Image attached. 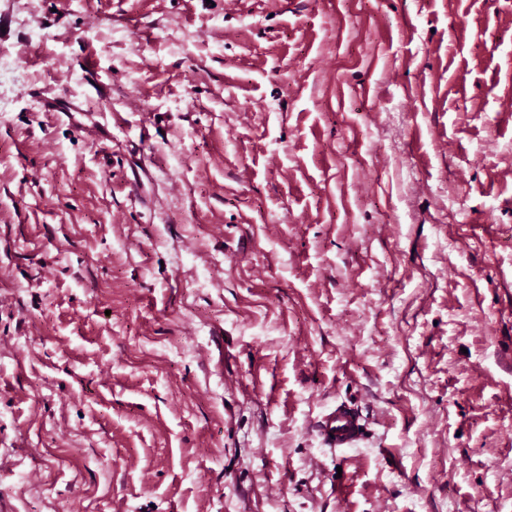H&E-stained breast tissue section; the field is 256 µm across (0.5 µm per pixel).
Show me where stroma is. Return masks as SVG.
<instances>
[{"label": "stroma", "instance_id": "obj_1", "mask_svg": "<svg viewBox=\"0 0 512 512\" xmlns=\"http://www.w3.org/2000/svg\"><path fill=\"white\" fill-rule=\"evenodd\" d=\"M2 14L0 501L512 512V0ZM317 430L322 442L336 449L353 448L363 437L361 416L353 408L342 404L321 417Z\"/></svg>", "mask_w": 512, "mask_h": 512}]
</instances>
